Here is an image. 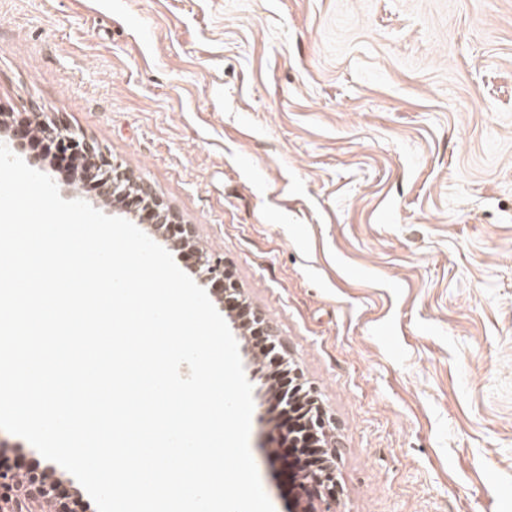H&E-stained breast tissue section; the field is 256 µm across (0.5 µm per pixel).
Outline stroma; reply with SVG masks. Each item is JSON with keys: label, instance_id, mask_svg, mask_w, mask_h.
Returning <instances> with one entry per match:
<instances>
[{"label": "stroma", "instance_id": "1", "mask_svg": "<svg viewBox=\"0 0 512 512\" xmlns=\"http://www.w3.org/2000/svg\"><path fill=\"white\" fill-rule=\"evenodd\" d=\"M44 112L193 226L331 419L336 494L299 501L234 330L275 512H512V0H0V136Z\"/></svg>", "mask_w": 512, "mask_h": 512}]
</instances>
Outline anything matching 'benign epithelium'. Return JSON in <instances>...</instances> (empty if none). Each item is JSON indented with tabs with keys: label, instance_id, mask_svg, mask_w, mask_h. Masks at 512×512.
Returning <instances> with one entry per match:
<instances>
[{
	"label": "benign epithelium",
	"instance_id": "obj_1",
	"mask_svg": "<svg viewBox=\"0 0 512 512\" xmlns=\"http://www.w3.org/2000/svg\"><path fill=\"white\" fill-rule=\"evenodd\" d=\"M40 138L54 142L58 147L67 150L70 155L85 159L89 177L95 186L114 198H126L127 192L124 186L126 180L129 179L128 173L119 164L106 159L100 154L93 141L85 137H79L65 127L46 121L40 123ZM133 199L142 206L149 205L147 212L152 218V228L157 238L180 248L190 249L196 269L200 271L202 285L219 288V291L224 294L225 308L231 309L241 304L239 289L224 266V260L191 245V225L176 222L172 213L154 195L150 187L144 184L139 186V193L133 196ZM330 425V419L319 407L315 412V420L309 423L308 428L311 433L323 437L326 434V428ZM334 457L335 451L333 450L322 456L319 468L324 471V474L321 476L317 474L310 475L311 481L325 490L329 489L332 484V459ZM47 474H49V471L46 469H35L27 472L25 499L38 501L46 498L43 477ZM18 481V473L9 468H0V503L3 502L9 505L7 511L0 506V512H22L16 488ZM74 497L75 494L65 493L56 487L49 498L54 503L55 512H72Z\"/></svg>",
	"mask_w": 512,
	"mask_h": 512
}]
</instances>
